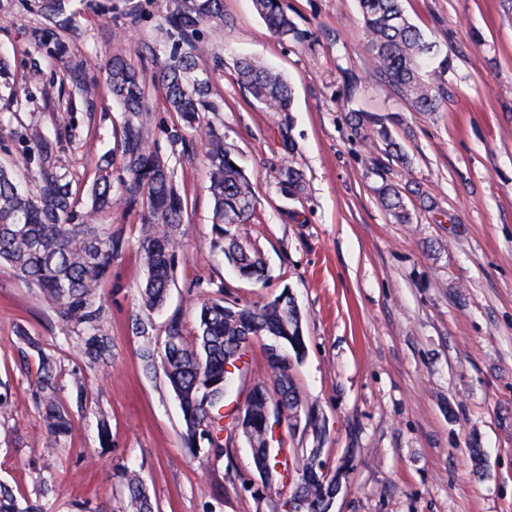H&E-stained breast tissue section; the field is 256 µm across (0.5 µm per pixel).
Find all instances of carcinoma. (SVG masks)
<instances>
[{
    "label": "carcinoma",
    "mask_w": 512,
    "mask_h": 512,
    "mask_svg": "<svg viewBox=\"0 0 512 512\" xmlns=\"http://www.w3.org/2000/svg\"><path fill=\"white\" fill-rule=\"evenodd\" d=\"M266 28L282 40H300L299 31L282 0H253ZM372 56L380 76L419 112H435L443 100V76L450 69L445 58L428 74L422 61L435 52V45L407 17L401 0H359ZM43 26L31 32L32 40L52 55L61 52L58 35L76 39L80 32L68 14L65 0H38ZM205 22L228 24L224 0H169L164 16L166 38L176 47L159 71L170 109L183 125H200V114L215 109L209 100V81L196 75L197 59L204 47L196 39L198 26ZM236 81L262 108L279 117L292 111V92L279 73L249 59L236 63ZM106 84L122 106L121 163L126 173L122 189L130 207L144 209L137 253L146 271L140 290L142 306L155 310L167 300L176 252L181 246L180 226L187 201L176 187L166 161L153 151L146 133L150 115L146 88L136 70L121 56H114L106 71ZM205 159L209 191L213 199L212 234L224 258L247 280L264 278L260 254L228 229L244 224L254 208V187L224 138L214 129L206 133ZM294 145L288 142V158L279 168L280 185L291 196L305 191L303 174L293 164ZM40 169L36 189L21 188L15 172L0 167V264L8 265L24 283L39 290L40 299L51 308L58 322L81 333L83 354L93 365H105L112 353L110 338L103 333L105 313L97 303L98 288L111 274L113 259L125 251L128 242L110 224L98 223V213L112 207V162L99 168L89 188L90 210L75 218L76 196L71 179L49 160V147H40ZM381 205L400 222L410 220L402 192L395 186L380 187ZM288 299L278 307L268 303L260 308L242 306L224 298L207 299L197 309L198 334L187 339L181 316H171L163 334L154 335L151 322L135 320V333L143 339L140 359L149 373L162 371L182 412L184 445L197 456L201 451L216 458L224 456V433L234 430V411H223L224 381L233 372L226 364L238 360V374L248 371V346H239L243 336H281L282 349L274 354L275 343L264 344V358L270 381L280 395L285 411H305L301 390L293 373L291 358H300L305 339L299 333V318L288 315ZM57 356L39 350V374L35 396L39 400L48 431V448H56L72 428L67 407L58 398ZM266 397L251 405L249 439L253 470L276 477L288 471L283 458L293 460L299 473L294 495L305 512H331L332 485L323 474L319 448H290L273 453L268 427L264 426ZM128 512H156L157 504L142 479L124 474ZM0 512H43L38 504L22 505L6 485L0 483Z\"/></svg>",
    "instance_id": "carcinoma-1"
}]
</instances>
